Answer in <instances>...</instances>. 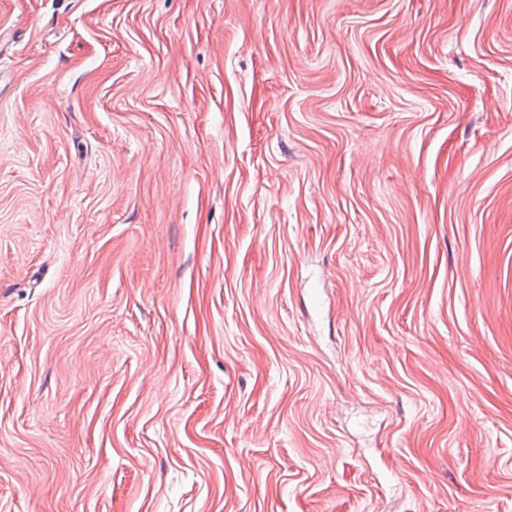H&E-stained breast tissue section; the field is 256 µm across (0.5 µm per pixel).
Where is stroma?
Wrapping results in <instances>:
<instances>
[{"label":"stroma","mask_w":512,"mask_h":512,"mask_svg":"<svg viewBox=\"0 0 512 512\" xmlns=\"http://www.w3.org/2000/svg\"><path fill=\"white\" fill-rule=\"evenodd\" d=\"M0 30V512H512V0Z\"/></svg>","instance_id":"1"}]
</instances>
